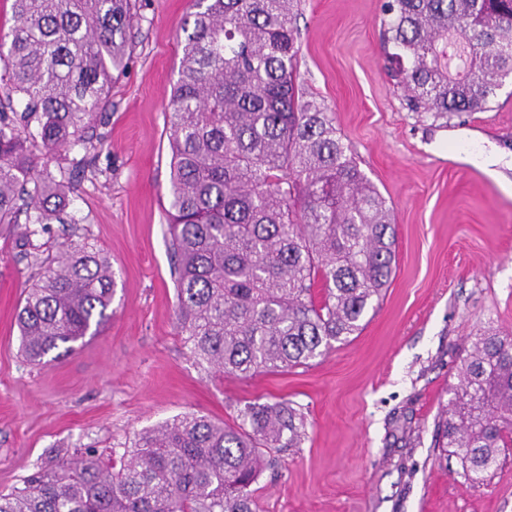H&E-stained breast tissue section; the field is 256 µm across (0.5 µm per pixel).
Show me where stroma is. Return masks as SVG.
<instances>
[{"instance_id":"35a3bbf8","label":"stroma","mask_w":512,"mask_h":512,"mask_svg":"<svg viewBox=\"0 0 512 512\" xmlns=\"http://www.w3.org/2000/svg\"><path fill=\"white\" fill-rule=\"evenodd\" d=\"M383 0H300V84L325 105L393 211L396 267L358 336L313 365L250 378L201 366L184 345L165 243L168 97L190 0H131L133 22L100 148H61L50 170L73 189L75 221L25 240L0 224V490L51 454L104 457L193 412L234 422L246 404L285 401L306 418L299 447L274 448L256 512H512V457L468 480L435 448V424L475 336L512 333V83L486 112L435 122L388 76ZM498 157L493 171L476 151ZM103 250L112 317L73 354L31 365L16 313L38 262L68 240Z\"/></svg>"}]
</instances>
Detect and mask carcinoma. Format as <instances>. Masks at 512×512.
Instances as JSON below:
<instances>
[{
    "instance_id": "carcinoma-1",
    "label": "carcinoma",
    "mask_w": 512,
    "mask_h": 512,
    "mask_svg": "<svg viewBox=\"0 0 512 512\" xmlns=\"http://www.w3.org/2000/svg\"><path fill=\"white\" fill-rule=\"evenodd\" d=\"M129 2L13 0L0 33V224L25 213L28 244L67 223L72 189L49 167L60 147L87 145L110 106ZM295 4L193 0L180 27L168 250L186 347L227 376L309 366L350 341L395 262L392 210L296 83ZM383 15L387 71L413 112H483L512 78V0H384ZM114 286L104 253L62 245L17 313L26 361L100 332ZM450 393L435 445L484 481L512 454V334L476 337ZM305 428L288 402L250 403L233 425L186 414L142 432L117 470L91 447L49 460L0 493V512H255L264 449L297 447Z\"/></svg>"
}]
</instances>
